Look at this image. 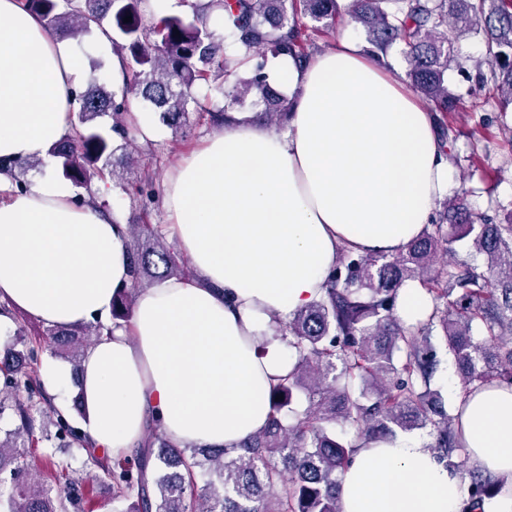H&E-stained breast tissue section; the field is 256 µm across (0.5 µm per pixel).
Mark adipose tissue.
<instances>
[{"label": "adipose tissue", "instance_id": "obj_1", "mask_svg": "<svg viewBox=\"0 0 512 512\" xmlns=\"http://www.w3.org/2000/svg\"><path fill=\"white\" fill-rule=\"evenodd\" d=\"M268 73L295 97L286 129L232 113L166 180V233L193 276L140 291L130 329L84 355L82 430L113 456L153 422L182 446L230 449L261 432L296 360L276 324L323 295L341 247L398 253L448 193L434 112L353 40ZM85 74L70 39L0 0V157L44 164L25 192L0 179V302L66 328L109 321L130 284L127 225L74 205L50 171ZM463 425L470 464L506 482L485 512H512V390L469 394ZM340 496L342 512H462L465 500L456 472L405 437L361 443Z\"/></svg>", "mask_w": 512, "mask_h": 512}]
</instances>
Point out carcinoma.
<instances>
[{
	"instance_id": "1",
	"label": "carcinoma",
	"mask_w": 512,
	"mask_h": 512,
	"mask_svg": "<svg viewBox=\"0 0 512 512\" xmlns=\"http://www.w3.org/2000/svg\"><path fill=\"white\" fill-rule=\"evenodd\" d=\"M187 20L166 15L144 21L146 0H22L52 30L71 36L105 34L126 60L124 83L109 91L91 64L86 87L72 90L79 128L52 147L58 173L83 188L99 178L146 207L153 177L135 184L117 169L115 153L136 136L125 121L131 100L152 105L167 126L181 131L190 112L214 125L245 100L268 122H283L292 99L273 89L268 56H289L299 66L310 57V32L332 29L341 12L358 23L372 51L396 47L412 91L438 113L445 156L456 140L448 113L460 95L448 87L451 72L465 73L452 33L481 38L491 84L502 111L512 106V0H183ZM222 18L217 31L213 16ZM130 16L132 21L124 22ZM219 95L224 106L211 107ZM109 115L103 130L90 124ZM37 164L0 158V176L14 190L28 188ZM131 285L112 300L111 324L96 320L76 328L46 327L30 335L19 324L16 342L0 357V417L15 427L0 436V512H82L87 485L107 486L117 512H341L340 476L358 443L394 440L427 429L438 461L457 472L466 492L463 512H483L504 480L468 464L461 418L465 400L448 412L431 388L437 371L434 330L453 357L461 396L486 385L512 388V219L493 224L461 194L447 197L431 223L399 253L343 248L327 276L325 293L278 326L297 353L291 371L270 392L267 427L234 452L181 448L158 427L119 459L98 448L69 423L41 388V354L50 349L81 366L100 337L128 324L145 285L185 277V262L160 226L129 225ZM463 245L486 256L484 269L455 260ZM418 280L433 295L425 319L405 324L397 315L400 289ZM302 392L306 405L295 407ZM284 399H278V396ZM55 431H50L48 426ZM46 442L77 448L98 472L76 476L71 464L47 457L61 483L18 481L28 449ZM213 479L198 483V475Z\"/></svg>"
}]
</instances>
